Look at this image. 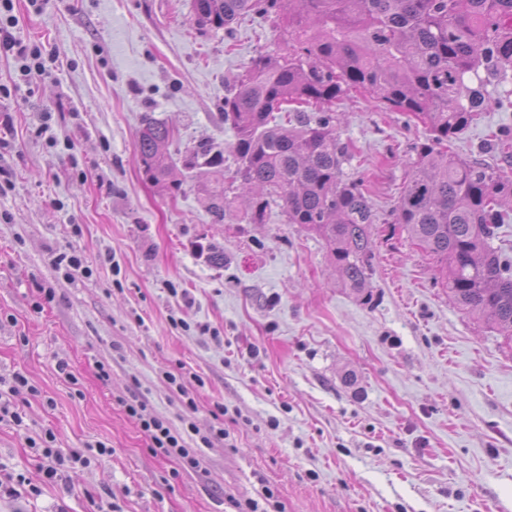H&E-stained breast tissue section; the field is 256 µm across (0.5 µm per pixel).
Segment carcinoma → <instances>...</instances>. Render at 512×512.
Wrapping results in <instances>:
<instances>
[{"label":"carcinoma","mask_w":512,"mask_h":512,"mask_svg":"<svg viewBox=\"0 0 512 512\" xmlns=\"http://www.w3.org/2000/svg\"><path fill=\"white\" fill-rule=\"evenodd\" d=\"M193 10L195 24L215 32L245 15L270 19L283 41L258 52L224 95L231 179L224 147L210 139L183 157L213 223L241 196L248 224L277 205L286 223L324 241L340 281L359 294L369 287L374 226L389 224L434 260L456 304L512 342V259L493 244L512 222V172L451 151L490 104L469 81L481 69L502 82L512 72V0H193ZM351 88L429 128L382 221L338 131L334 106ZM173 138L147 115L137 139L144 175L171 197L183 185L166 151Z\"/></svg>","instance_id":"carcinoma-1"}]
</instances>
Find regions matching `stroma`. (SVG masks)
Returning <instances> with one entry per match:
<instances>
[{
	"label": "stroma",
	"instance_id": "obj_1",
	"mask_svg": "<svg viewBox=\"0 0 512 512\" xmlns=\"http://www.w3.org/2000/svg\"><path fill=\"white\" fill-rule=\"evenodd\" d=\"M12 3L11 34L41 57L25 74L0 49V377L27 380L22 426L0 422L22 495L0 512H234L267 489L277 512H512V343L451 301L432 259L378 225L366 299L279 207L215 224L192 179L171 199L143 173L144 116L173 126L177 161L233 141L224 89L276 48L274 23L204 33L193 0ZM338 109L385 215L427 129L363 91ZM503 124L512 111L484 112L454 152L481 158ZM136 397L176 426L208 430L218 404L237 418L190 470L149 451ZM44 436L86 465L47 480L30 446Z\"/></svg>",
	"mask_w": 512,
	"mask_h": 512
}]
</instances>
